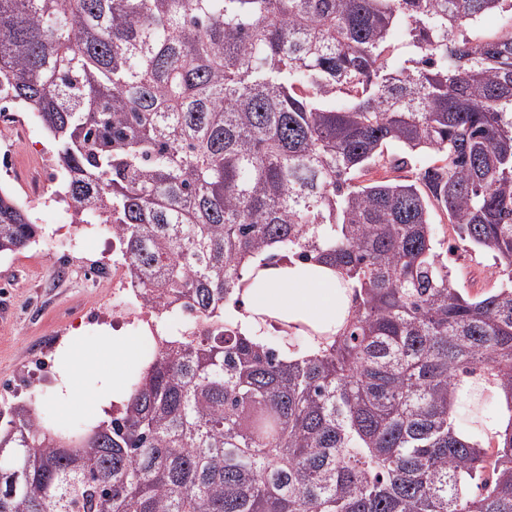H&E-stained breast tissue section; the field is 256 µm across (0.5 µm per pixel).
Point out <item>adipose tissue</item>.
<instances>
[{"label": "adipose tissue", "mask_w": 512, "mask_h": 512, "mask_svg": "<svg viewBox=\"0 0 512 512\" xmlns=\"http://www.w3.org/2000/svg\"><path fill=\"white\" fill-rule=\"evenodd\" d=\"M240 328L254 337L262 317L288 323L296 335L313 331L335 334L350 310V295L340 273L314 259L273 260L262 267L240 294ZM141 340L122 331L103 336L96 352H89L82 330L66 336L57 349L54 385L49 403L60 413L91 406L98 421L111 418L112 408L130 398L128 375L138 361ZM95 376L93 392L82 390L79 379Z\"/></svg>", "instance_id": "ef3b65f1"}]
</instances>
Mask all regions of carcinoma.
Listing matches in <instances>:
<instances>
[{
  "label": "carcinoma",
  "mask_w": 512,
  "mask_h": 512,
  "mask_svg": "<svg viewBox=\"0 0 512 512\" xmlns=\"http://www.w3.org/2000/svg\"><path fill=\"white\" fill-rule=\"evenodd\" d=\"M1 82L71 223L199 323L81 437L1 409L0 512H512V423L486 440L492 394L457 396L481 372L512 409V0H0ZM440 212L498 287H456ZM38 236L0 189V254ZM311 255L351 315L287 361L288 325L256 343L231 309L252 260ZM502 20L496 14L482 18L471 30L470 36L478 40H487L497 37L502 32Z\"/></svg>",
  "instance_id": "1"
}]
</instances>
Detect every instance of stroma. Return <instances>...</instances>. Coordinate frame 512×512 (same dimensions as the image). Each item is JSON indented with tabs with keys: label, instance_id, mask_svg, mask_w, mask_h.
<instances>
[{
	"label": "stroma",
	"instance_id": "35a3bbf8",
	"mask_svg": "<svg viewBox=\"0 0 512 512\" xmlns=\"http://www.w3.org/2000/svg\"><path fill=\"white\" fill-rule=\"evenodd\" d=\"M0 187L22 202L42 229L35 244L0 255V405L24 404L38 410L52 426L77 437L95 422L91 410L62 416L46 400L53 386L52 361L62 340L76 328L88 338L112 326L117 300L111 285L89 287L84 276L91 259L111 261V236L76 238L65 233L69 211L58 208L55 189L40 156L52 140L36 114L19 112L12 125H0ZM490 251L455 250L448 266L458 287L471 293L490 290L498 281L491 274Z\"/></svg>",
	"mask_w": 512,
	"mask_h": 512
}]
</instances>
